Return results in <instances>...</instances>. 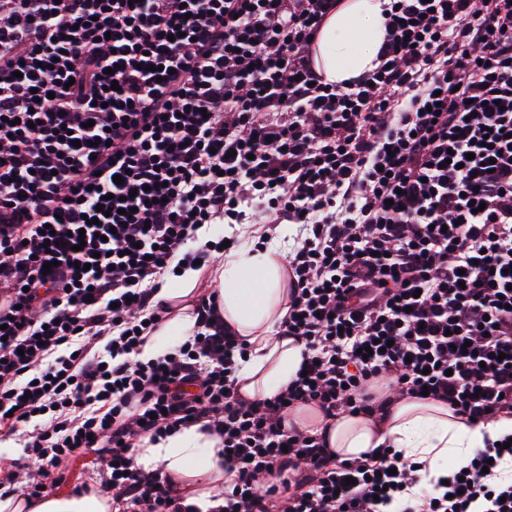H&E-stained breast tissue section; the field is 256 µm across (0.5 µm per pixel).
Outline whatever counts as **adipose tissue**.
Returning a JSON list of instances; mask_svg holds the SVG:
<instances>
[{
  "label": "adipose tissue",
  "mask_w": 512,
  "mask_h": 512,
  "mask_svg": "<svg viewBox=\"0 0 512 512\" xmlns=\"http://www.w3.org/2000/svg\"><path fill=\"white\" fill-rule=\"evenodd\" d=\"M384 0H342L323 24L316 41L315 63L328 81L345 83L375 68L385 29ZM259 227L240 228V245L217 255L210 287L219 296L224 324L247 342L239 363L238 389L248 401L272 397L287 386L302 363L303 343L280 333L288 313V274L285 256L259 250L253 237ZM200 273L183 268L178 287L162 286L157 299L172 303L173 311L147 340L139 360L155 358L171 347L174 336L191 335L196 323L193 304ZM299 426L325 429L330 449L342 459H354L376 448L391 447L414 462L426 463L432 477L446 474L447 464L465 461L485 439L512 432V418L487 424H466L447 405L428 399H399L384 417L340 414L328 420L313 410L292 415ZM221 441L193 424L150 441L142 439L134 462L144 469H161L184 495L187 506L210 512L222 505L231 479L224 467ZM0 512H112L111 495L50 493L31 499L21 492L0 495Z\"/></svg>",
  "instance_id": "adipose-tissue-1"
}]
</instances>
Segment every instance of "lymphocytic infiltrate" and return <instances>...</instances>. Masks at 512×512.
Returning <instances> with one entry per match:
<instances>
[{
    "mask_svg": "<svg viewBox=\"0 0 512 512\" xmlns=\"http://www.w3.org/2000/svg\"><path fill=\"white\" fill-rule=\"evenodd\" d=\"M339 4L0 0V424L38 466L31 495L91 454L81 490L113 512H182L133 450L202 421L235 471L219 512H512V447L431 486L288 420L424 392L512 417V0H388L377 67L337 85L312 50ZM284 223L306 231L281 323L302 376L242 398L245 342L211 301L178 349L134 360L174 261L208 258L199 225Z\"/></svg>",
    "mask_w": 512,
    "mask_h": 512,
    "instance_id": "obj_1",
    "label": "lymphocytic infiltrate"
}]
</instances>
